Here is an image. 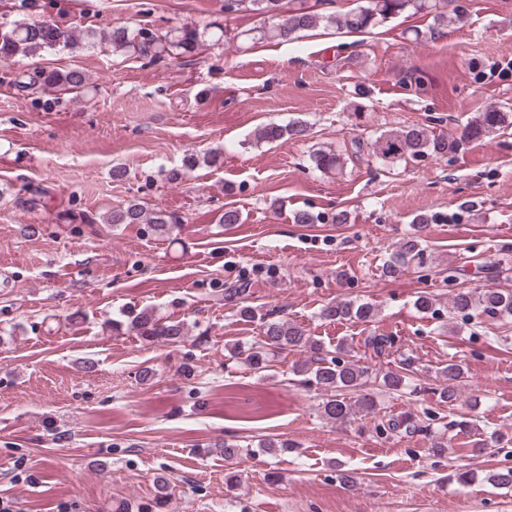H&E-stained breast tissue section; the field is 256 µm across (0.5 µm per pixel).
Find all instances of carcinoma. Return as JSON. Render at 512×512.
I'll list each match as a JSON object with an SVG mask.
<instances>
[{
    "instance_id": "carcinoma-1",
    "label": "carcinoma",
    "mask_w": 512,
    "mask_h": 512,
    "mask_svg": "<svg viewBox=\"0 0 512 512\" xmlns=\"http://www.w3.org/2000/svg\"><path fill=\"white\" fill-rule=\"evenodd\" d=\"M455 0H362L357 8L347 12L322 13L299 2V6L284 8L283 0H224V17L231 18L243 12H256L270 19L264 26L248 29L244 35L254 43L289 44L299 39V33L318 27L332 28L345 33H365L387 19L405 12L426 13L432 16V24L426 32H415L416 38L431 39L450 24L464 19V10L454 5ZM109 48L114 55L134 54L152 59L164 54L199 55L207 49L203 33L194 26L184 25L170 32H155L149 28L118 27L77 28L63 26L52 16L43 18L8 19L0 15V63L9 64L19 57L36 58L63 49ZM40 86L43 89L80 90L88 85V77L79 70L61 71L57 68L41 67L20 72L14 86L20 90ZM512 125V108L489 106L463 125L462 129L448 135L433 134L423 125L407 126L403 129L383 131L368 142L353 141L354 154L367 152L374 162L390 165L407 158L444 156L459 151L463 145L479 140L506 126ZM307 123L302 120L286 125L267 123L254 131L257 144L277 142L285 137L300 138L306 135ZM310 159L321 172L341 171L347 164L344 154L335 149H317ZM106 224H146L157 233H167L172 226L182 223L174 212L162 209L149 210L136 201H128L109 210L103 217ZM424 248L419 231L402 239L385 267L390 277L398 276L412 263L423 264ZM450 309L454 313L467 315L477 309L492 316L512 317V289H485L481 292L459 290L452 299ZM373 308L342 299L326 306L322 317L332 321L351 318L368 319ZM130 328L142 340L155 343L175 344L182 341L187 327L182 320L163 321L153 311L144 309L130 321ZM396 338L378 334L368 339V347L381 358L390 355ZM280 353L301 351L308 354L305 363L297 372L308 375L307 382L329 393L323 404L328 419L346 423L354 414L347 394L358 392L368 383V370L353 360L341 356V349L332 352L306 335L304 331L285 322L266 324L263 341L248 348H237L230 360L244 359L251 368L261 371L268 365L265 349ZM443 384L436 389L440 402L453 404L457 400V382L463 377L460 365L450 363L441 371ZM380 386L388 391L418 394L415 371L403 359L398 364L374 376ZM428 426L416 422L412 416H392L381 420L376 426L380 435L402 437Z\"/></svg>"
}]
</instances>
